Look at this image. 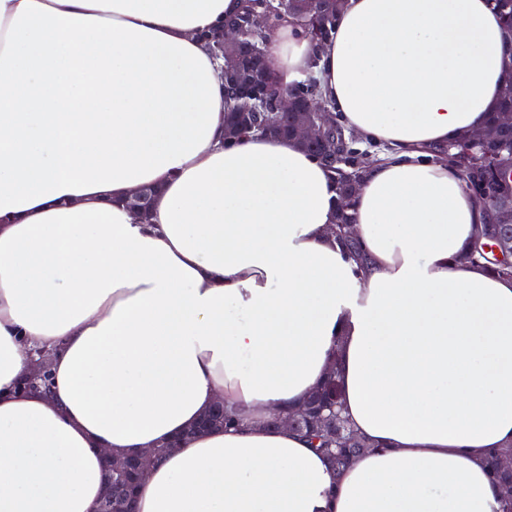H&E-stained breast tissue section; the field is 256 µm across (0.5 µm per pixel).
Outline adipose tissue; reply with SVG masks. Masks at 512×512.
Returning a JSON list of instances; mask_svg holds the SVG:
<instances>
[{
    "mask_svg": "<svg viewBox=\"0 0 512 512\" xmlns=\"http://www.w3.org/2000/svg\"><path fill=\"white\" fill-rule=\"evenodd\" d=\"M241 0H0V512H96L103 453L183 434L138 512H512V278L465 260L491 213L434 159L483 126L507 58L488 0H346L330 40L289 21L284 87L388 155L330 227L327 166L294 141L224 142L200 35ZM154 187L150 217L126 204ZM50 356V393L23 388ZM337 367L370 446L343 472L267 419ZM511 449H507L502 452H493L488 460H487V466L490 472L493 474V476L498 480V482L503 481L506 479L509 474H505L499 467V463L501 462L502 458L505 455H508L511 453ZM501 466L507 469L509 472H512V458L504 459L501 462ZM502 488L506 491L509 498L512 497V478L506 481H503L501 483Z\"/></svg>",
    "mask_w": 512,
    "mask_h": 512,
    "instance_id": "obj_1",
    "label": "adipose tissue"
}]
</instances>
